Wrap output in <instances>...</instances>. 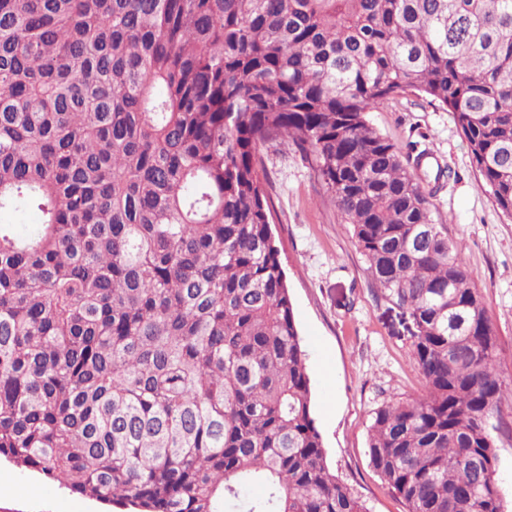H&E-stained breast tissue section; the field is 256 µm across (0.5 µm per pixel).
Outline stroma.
Segmentation results:
<instances>
[{
    "label": "stroma",
    "instance_id": "1",
    "mask_svg": "<svg viewBox=\"0 0 512 512\" xmlns=\"http://www.w3.org/2000/svg\"><path fill=\"white\" fill-rule=\"evenodd\" d=\"M366 119L403 155L438 153L448 176L435 193L434 215L447 224L459 257L474 273L495 330L500 375L512 385V219L476 174L451 112L404 95ZM263 157L274 200L272 229L307 354L313 417L328 465L369 512H405L369 463L368 433L377 408L423 388L409 359L406 325L378 298L350 225L308 163L286 143L264 149ZM491 424L504 512H512V392L503 394ZM0 512H106V506L2 459Z\"/></svg>",
    "mask_w": 512,
    "mask_h": 512
}]
</instances>
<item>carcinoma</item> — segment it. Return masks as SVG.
<instances>
[{
    "label": "carcinoma",
    "instance_id": "1",
    "mask_svg": "<svg viewBox=\"0 0 512 512\" xmlns=\"http://www.w3.org/2000/svg\"><path fill=\"white\" fill-rule=\"evenodd\" d=\"M448 109L512 218V0H0V459L136 512H368L330 471L261 152L333 194L423 391L374 412L406 512H504L473 271L365 113Z\"/></svg>",
    "mask_w": 512,
    "mask_h": 512
}]
</instances>
